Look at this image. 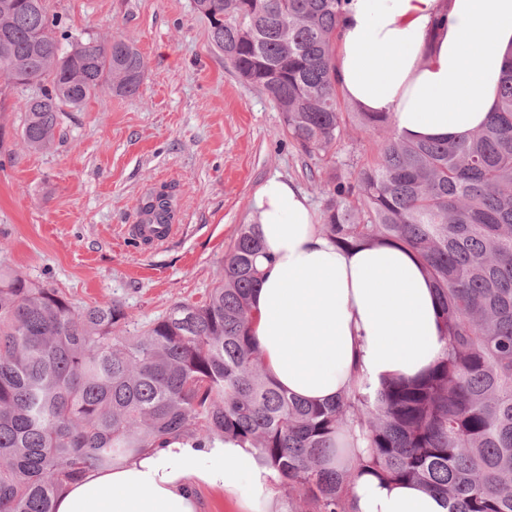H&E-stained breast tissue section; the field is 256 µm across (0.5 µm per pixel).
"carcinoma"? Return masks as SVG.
<instances>
[{
  "instance_id": "carcinoma-1",
  "label": "carcinoma",
  "mask_w": 512,
  "mask_h": 512,
  "mask_svg": "<svg viewBox=\"0 0 512 512\" xmlns=\"http://www.w3.org/2000/svg\"><path fill=\"white\" fill-rule=\"evenodd\" d=\"M345 0H195L211 44L267 93L282 132L334 157L347 127L382 130L379 160L326 181L322 231L343 248L383 240L412 252L445 330L438 361L375 396L309 405L273 386L249 336L256 227L242 225L224 279L130 334L123 304L78 307L60 288L0 267V512H54L90 467L174 436L215 435L258 450L288 495L349 512L371 472L441 494L449 512H512V64L488 122L450 141L409 142L385 112L343 113L332 56ZM144 61L122 37L62 29L43 0H0V76L40 87L21 141L55 142L64 108L107 88L139 92ZM142 224H172L171 194H148ZM361 441L365 453L328 466Z\"/></svg>"
}]
</instances>
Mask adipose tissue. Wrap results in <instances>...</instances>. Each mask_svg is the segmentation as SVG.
<instances>
[{
	"label": "adipose tissue",
	"mask_w": 512,
	"mask_h": 512,
	"mask_svg": "<svg viewBox=\"0 0 512 512\" xmlns=\"http://www.w3.org/2000/svg\"><path fill=\"white\" fill-rule=\"evenodd\" d=\"M345 99L392 114L410 141L484 125L512 64V0H346L332 61ZM251 215L262 251L250 334L268 381L312 404L356 387L413 379L444 348L437 297L422 264L386 241L342 248L322 231L293 181L268 177ZM272 471L230 437L170 440L111 468L88 469L55 512H203L197 490L235 498L240 512H282ZM350 512H449L440 495L359 475Z\"/></svg>",
	"instance_id": "adipose-tissue-1"
}]
</instances>
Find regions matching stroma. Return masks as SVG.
Segmentation results:
<instances>
[{
  "label": "stroma",
  "instance_id": "stroma-1",
  "mask_svg": "<svg viewBox=\"0 0 512 512\" xmlns=\"http://www.w3.org/2000/svg\"><path fill=\"white\" fill-rule=\"evenodd\" d=\"M68 28L134 41L144 77L134 96L102 92L66 112L54 146L21 143L33 87L0 78V266L65 290L79 306L124 303L130 331L174 303H199L267 177L293 181L316 211L332 167L281 135L282 114L241 81L209 41L194 0H48ZM385 132L348 127L336 167L374 163ZM167 188L178 233L137 246L129 228L142 199Z\"/></svg>",
  "mask_w": 512,
  "mask_h": 512
}]
</instances>
